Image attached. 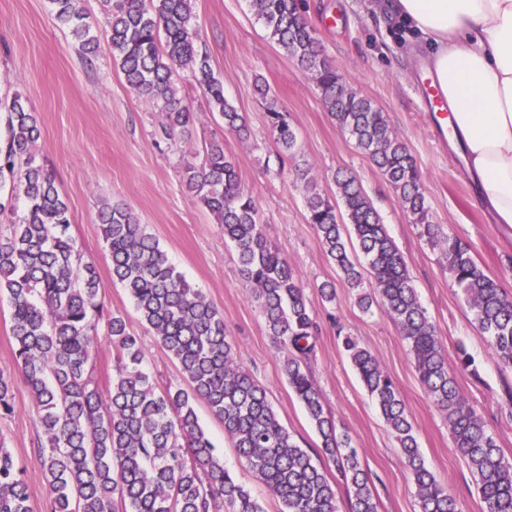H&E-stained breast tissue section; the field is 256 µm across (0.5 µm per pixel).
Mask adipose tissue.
<instances>
[{
  "label": "adipose tissue",
  "mask_w": 512,
  "mask_h": 512,
  "mask_svg": "<svg viewBox=\"0 0 512 512\" xmlns=\"http://www.w3.org/2000/svg\"><path fill=\"white\" fill-rule=\"evenodd\" d=\"M393 9L432 47L424 66L479 205L512 226V0H394Z\"/></svg>",
  "instance_id": "ef3b65f1"
}]
</instances>
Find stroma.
<instances>
[{
	"mask_svg": "<svg viewBox=\"0 0 512 512\" xmlns=\"http://www.w3.org/2000/svg\"><path fill=\"white\" fill-rule=\"evenodd\" d=\"M388 3L302 0L301 10L316 32L323 57L385 113L415 158L433 223L467 241L476 262L512 295V227L488 223L478 206L459 155L449 150L446 135L432 122L428 76L415 44ZM192 7L224 94L246 117L244 135L225 131L190 71L184 70L180 82L194 122L184 134L164 139L162 113L131 91L108 46L89 57L79 52L58 23L51 0H0V99L22 94L35 112L41 131L37 161L52 173L69 205L71 233L84 261L97 268L104 304L124 313L130 328L141 335L144 364L154 378L163 384L181 383L175 360L147 334L127 293L112 281L97 213L102 203H119L133 210L177 271L223 313L244 366L265 387L281 422L302 448L317 452L320 437L282 373L283 355L238 275L237 254L185 186V163H200L209 142L223 141L225 154L237 163L244 188L258 204L269 240L291 260L322 320L310 368L338 432L350 436L373 477L378 512H418L415 488L394 435L345 355L335 327L324 318L317 288L325 282L336 288L334 308L349 332L396 381L428 468L448 485L460 512H484L476 480L453 446L447 419L423 389L398 327L380 308L363 313L355 290L327 259L307 222L306 191L295 177V164L311 167L319 188L331 196L336 193V171L359 179L402 252L443 347L452 357L466 349L473 359L474 372L457 371L458 386L511 460L512 408L505 391L512 388V367L494 356L486 336L473 325L465 296L440 252L421 237L382 173L337 128L310 75L267 37L249 0H192ZM259 78L297 130L295 164L277 161L266 103L254 87ZM14 397V413L0 416V442L24 464L32 512H48L35 410L23 380H16ZM197 413L226 465L238 471L265 512H279V503L242 470L221 421L206 405H198Z\"/></svg>",
	"mask_w": 512,
	"mask_h": 512,
	"instance_id": "obj_1",
	"label": "stroma"
}]
</instances>
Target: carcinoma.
<instances>
[{
	"label": "carcinoma",
	"mask_w": 512,
	"mask_h": 512,
	"mask_svg": "<svg viewBox=\"0 0 512 512\" xmlns=\"http://www.w3.org/2000/svg\"><path fill=\"white\" fill-rule=\"evenodd\" d=\"M56 18L82 51H96V25L80 0H52ZM269 37L310 73L321 102L355 145L383 173L420 235L438 248L463 290L472 320L497 359L512 364V297L487 275L461 239L432 223L421 175L406 145L382 110L352 90L319 49L299 0H250ZM112 56L127 85L163 113L170 139L193 122L178 86L188 69L224 128L241 132L242 113L224 96L214 74L191 0H112L106 28ZM256 90L267 104V123L279 160H295L297 132L264 84ZM0 115V216L11 235L0 238V296H7L15 363L31 394L40 441L38 456L48 484L49 512H263L259 501L226 467L199 423L202 401L224 425L245 468L281 505V512H337L336 487L326 477L333 465L353 490L350 512H378L372 480L358 449L340 437L312 375L304 370L319 325L301 278L268 239L255 198L242 185L224 144L212 141L203 161L187 163L188 190L220 224L238 254L239 276L260 306L270 336L284 353L282 371L321 435L322 457L295 440L272 408L265 388L244 366L224 326V315L202 290L171 264L156 238L133 211L103 204L98 211L112 281L134 302L143 325L178 363L187 386L159 384L143 365L141 337L124 315L99 298V275L83 261L71 234L72 213L54 179L36 161L40 129L34 112L13 97ZM307 192L308 223L343 280L359 289L357 304L379 306L398 327L413 357L419 381L445 414L455 448L479 480L484 512H512V462L494 432L461 395L454 369L471 366L462 350L448 363L432 322L414 288L405 259L358 179L334 176L331 200L298 169ZM25 205L17 215L16 190ZM356 239L364 262L352 258L345 236ZM343 351L396 438L411 473L419 512H458L455 496L426 465L407 405L376 357L345 333L335 315ZM112 347V381L95 374L98 345ZM14 381L0 370V414L14 413ZM23 465L0 446V512H31Z\"/></svg>",
	"instance_id": "1"
}]
</instances>
